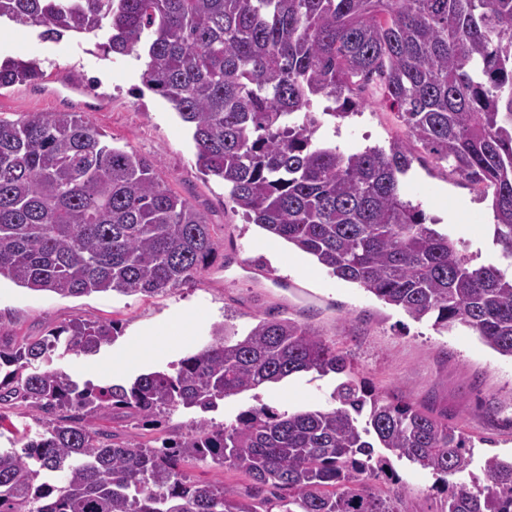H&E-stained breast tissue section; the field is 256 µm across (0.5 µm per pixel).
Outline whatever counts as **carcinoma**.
<instances>
[{
  "label": "carcinoma",
  "mask_w": 512,
  "mask_h": 512,
  "mask_svg": "<svg viewBox=\"0 0 512 512\" xmlns=\"http://www.w3.org/2000/svg\"><path fill=\"white\" fill-rule=\"evenodd\" d=\"M2 19L45 41L101 32L103 53L146 56L144 86L190 125L200 169L248 223L412 319L462 327L512 358V268L472 264L405 199L406 140L345 152L315 140L312 117L323 102L344 119L376 85L407 140L492 194L493 243L512 258V0H0ZM42 76L35 59L0 60V88ZM215 245L214 225L156 160L107 143L84 113L0 120V278L62 296L150 297L192 280ZM254 320L127 385L51 367L113 344V322L0 335V406L46 414L22 447L0 451V512H404L400 492L369 484L394 459L455 478L447 512H512V457L487 458L476 476L461 432L375 393L334 341L290 319ZM309 372L341 376L334 407L262 403L159 447L93 423L110 408L140 423L207 412ZM193 462L252 486L193 481Z\"/></svg>",
  "instance_id": "1"
}]
</instances>
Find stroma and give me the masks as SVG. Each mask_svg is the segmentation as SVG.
I'll use <instances>...</instances> for the list:
<instances>
[{"mask_svg": "<svg viewBox=\"0 0 512 512\" xmlns=\"http://www.w3.org/2000/svg\"><path fill=\"white\" fill-rule=\"evenodd\" d=\"M39 33L36 27L0 23V57L37 58L44 70L37 83L0 89V118L17 121L32 112L86 113L114 145L155 159L167 185L204 211L219 232L216 252L196 279L153 297L109 292L62 297L1 278L0 323L11 335L40 336L79 317L117 322L121 336L98 355L56 363L75 380L108 385L168 369L210 341L215 326L243 331L256 315L270 311L334 340L348 355L356 377L380 395L402 396L464 433L471 441L475 464L494 454L512 455L511 358L468 330L440 332L430 321H414L358 285L332 276L323 266L309 270L301 263H275L271 258L275 237L247 223L223 183L201 172L190 128L166 101L145 90L144 60L103 54L91 36L50 42L40 39ZM77 73L83 75L84 84L75 93L64 83ZM362 98L358 114L340 122L323 117L319 137L334 136L337 145L348 151L385 147L404 138V127L373 91H364ZM412 154V167L403 179L406 199L419 205L427 223L438 225L478 263L498 262L501 252L492 241L491 197L477 193L421 146H414ZM462 201L471 205L466 225L441 219L440 210ZM192 310L202 317L172 353L113 372L112 358L128 346L133 332L159 330L167 320ZM335 386V375L300 373L257 392L225 398L217 410L204 415L176 411L159 425L142 427L141 433L150 441L178 435L203 416L220 425L259 402L281 412L330 408ZM393 467L396 480L373 479L374 489L402 488L407 512H445L446 494L434 475L404 461L394 462Z\"/></svg>", "mask_w": 512, "mask_h": 512, "instance_id": "stroma-1", "label": "stroma"}]
</instances>
